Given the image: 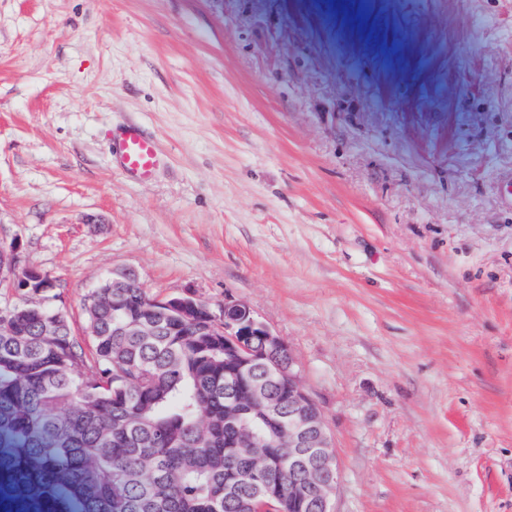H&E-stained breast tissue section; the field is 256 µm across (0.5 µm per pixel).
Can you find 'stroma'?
Returning a JSON list of instances; mask_svg holds the SVG:
<instances>
[{
	"label": "stroma",
	"instance_id": "stroma-1",
	"mask_svg": "<svg viewBox=\"0 0 512 512\" xmlns=\"http://www.w3.org/2000/svg\"><path fill=\"white\" fill-rule=\"evenodd\" d=\"M141 125L163 165L113 164ZM247 303L334 512H512V0H0V244Z\"/></svg>",
	"mask_w": 512,
	"mask_h": 512
}]
</instances>
